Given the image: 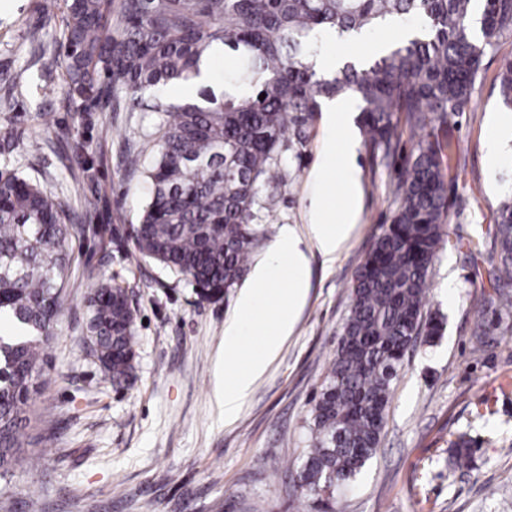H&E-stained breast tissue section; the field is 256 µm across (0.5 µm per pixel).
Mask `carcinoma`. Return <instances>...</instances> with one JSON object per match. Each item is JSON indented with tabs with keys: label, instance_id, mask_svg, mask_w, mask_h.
<instances>
[{
	"label": "carcinoma",
	"instance_id": "obj_1",
	"mask_svg": "<svg viewBox=\"0 0 512 512\" xmlns=\"http://www.w3.org/2000/svg\"><path fill=\"white\" fill-rule=\"evenodd\" d=\"M65 16L67 93L114 112L159 115L157 148L126 167L149 185L132 231L138 253L185 276L211 299L239 285L264 234L266 185L284 177L286 152L301 158L323 98L357 103L372 156L399 159L403 127L422 132L404 159L391 224L357 268L335 355L311 408L309 445L295 472L302 498L335 512L379 447L391 387L421 333L430 268L448 216L442 145L435 124L470 103L487 48L512 33V0H53ZM388 18L414 19L423 35L319 77L308 56L322 31L369 33ZM221 47L238 58L220 96L206 87L172 101L202 58ZM264 99H259L260 95ZM501 104L512 110V60L502 67ZM54 193L0 171V478L24 453L21 424L54 336L71 271L70 240ZM499 254L489 274L493 310L512 308V198L496 218ZM89 354L112 388L132 376L135 310L126 290L101 279L88 299Z\"/></svg>",
	"mask_w": 512,
	"mask_h": 512
}]
</instances>
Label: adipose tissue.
<instances>
[{"mask_svg":"<svg viewBox=\"0 0 512 512\" xmlns=\"http://www.w3.org/2000/svg\"><path fill=\"white\" fill-rule=\"evenodd\" d=\"M323 136L320 160L310 173L313 191L304 231L283 226L264 263L256 265L248 288L240 296L234 324L226 331L224 351L242 350V339L255 335L262 322H271L265 332L262 352L253 356L234 378L217 370L216 398L225 419H233L254 383L275 359L282 343L291 336L295 312L304 302L310 273L309 249L334 262L358 224L362 210L361 171L356 163L357 129L354 118L339 103L324 101L321 107Z\"/></svg>","mask_w":512,"mask_h":512,"instance_id":"1","label":"adipose tissue"}]
</instances>
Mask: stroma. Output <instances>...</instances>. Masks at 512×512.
<instances>
[{
	"label": "stroma",
	"mask_w": 512,
	"mask_h": 512,
	"mask_svg": "<svg viewBox=\"0 0 512 512\" xmlns=\"http://www.w3.org/2000/svg\"><path fill=\"white\" fill-rule=\"evenodd\" d=\"M42 3L0 2V106L11 130L10 140L0 139V170L40 180L67 204L95 195L99 209L88 220L93 233L71 244L74 271L25 428L31 457L0 491V512H297L292 473L309 411L348 314L353 274L392 220L394 171L358 145V226L334 263L310 251L308 298L293 334L225 421L214 371L218 357L231 372L244 360L223 354L238 291L201 299L188 280L139 256L130 227L147 185L126 174L121 143L131 129L152 131L158 118L70 98L62 14L44 13ZM33 29L46 48L41 60L28 51ZM511 58L509 34L486 53L467 111L435 128L451 144L449 209L425 312L443 330L407 353L381 446L337 495L336 512H512V312L483 305L497 259V211L512 194V129L501 131L497 163H489L485 140L493 117L508 113L498 75ZM33 138L44 141L37 158L24 150ZM321 138L316 118L301 161L266 189L267 233L252 262L266 257L282 225L303 228ZM78 141L90 146L81 158ZM102 278L127 290L137 317L134 371L119 390L83 344L86 299ZM460 438L471 456L455 470L452 444Z\"/></svg>",
	"instance_id": "obj_1"
}]
</instances>
